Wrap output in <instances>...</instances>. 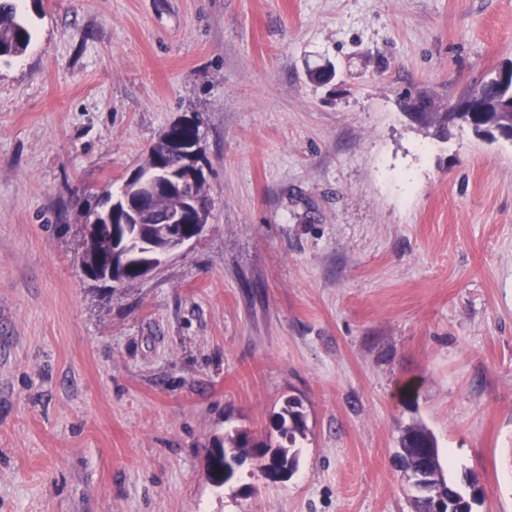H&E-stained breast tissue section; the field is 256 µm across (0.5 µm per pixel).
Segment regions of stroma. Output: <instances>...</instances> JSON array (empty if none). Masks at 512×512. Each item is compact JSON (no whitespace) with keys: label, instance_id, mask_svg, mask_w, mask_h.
<instances>
[{"label":"stroma","instance_id":"35a3bbf8","mask_svg":"<svg viewBox=\"0 0 512 512\" xmlns=\"http://www.w3.org/2000/svg\"><path fill=\"white\" fill-rule=\"evenodd\" d=\"M0 61V512H414L403 430L512 512V140L446 111L512 0H26ZM205 231L92 282L86 214L182 117ZM308 431L283 483L208 450ZM267 434L269 440L275 435L285 440L288 446L279 442L276 446L267 443H253L246 433H236L235 436L226 435L223 440L215 439L212 448L210 463L208 464L210 478L217 485L232 483L237 472L230 470L224 473V458L230 454L238 460L239 466L248 458L256 459L260 451L270 453L279 463L281 474L289 476L297 465V439L305 437L307 429V416L303 404L296 398H289L281 411L274 413L269 421Z\"/></svg>","mask_w":512,"mask_h":512}]
</instances>
